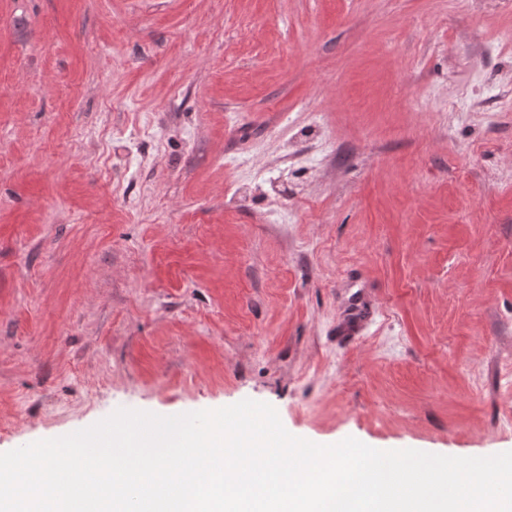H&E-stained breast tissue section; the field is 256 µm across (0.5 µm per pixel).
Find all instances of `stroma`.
I'll use <instances>...</instances> for the list:
<instances>
[{
  "mask_svg": "<svg viewBox=\"0 0 512 512\" xmlns=\"http://www.w3.org/2000/svg\"><path fill=\"white\" fill-rule=\"evenodd\" d=\"M245 399L512 450V0H0V453Z\"/></svg>",
  "mask_w": 512,
  "mask_h": 512,
  "instance_id": "1",
  "label": "stroma"
}]
</instances>
